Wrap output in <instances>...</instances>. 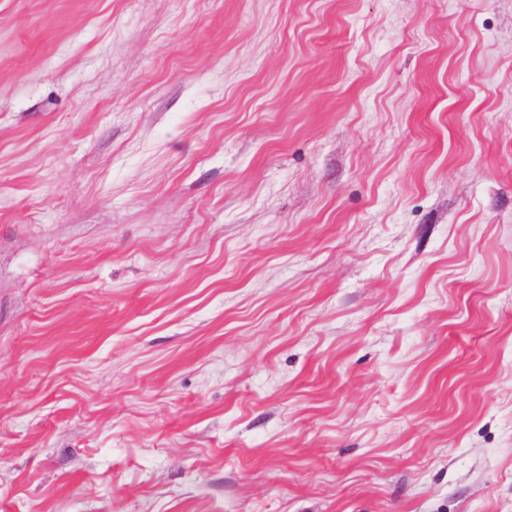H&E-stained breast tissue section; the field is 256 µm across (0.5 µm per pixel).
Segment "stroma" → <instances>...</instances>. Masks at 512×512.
I'll return each instance as SVG.
<instances>
[{
  "label": "stroma",
  "mask_w": 512,
  "mask_h": 512,
  "mask_svg": "<svg viewBox=\"0 0 512 512\" xmlns=\"http://www.w3.org/2000/svg\"><path fill=\"white\" fill-rule=\"evenodd\" d=\"M0 512H512V0H0Z\"/></svg>",
  "instance_id": "35a3bbf8"
}]
</instances>
